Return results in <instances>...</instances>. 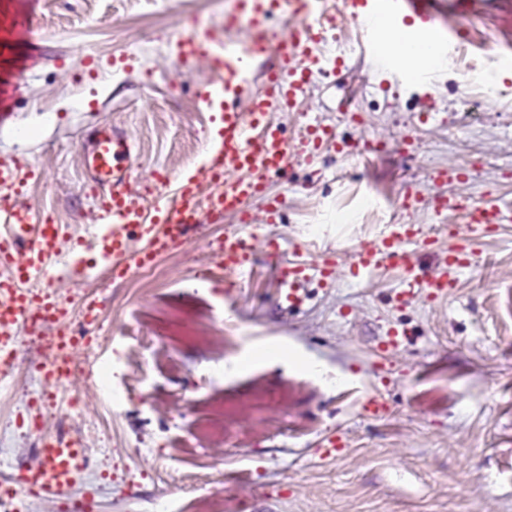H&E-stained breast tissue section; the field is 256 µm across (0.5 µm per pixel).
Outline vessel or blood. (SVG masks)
I'll list each match as a JSON object with an SVG mask.
<instances>
[{"label":"vessel or blood","instance_id":"obj_1","mask_svg":"<svg viewBox=\"0 0 512 512\" xmlns=\"http://www.w3.org/2000/svg\"><path fill=\"white\" fill-rule=\"evenodd\" d=\"M438 7L437 0H343L344 11L362 33L378 68L395 77L402 70L375 26V18L390 20L396 28L407 30L412 39L431 41L436 55L444 59L451 54L453 41L428 26ZM282 11L289 12L294 27L288 34L268 40L267 23ZM243 17L257 33L254 40L223 45L210 35L193 32L176 40L182 54L209 63L211 78L200 91L198 103L221 126L199 167L174 179L165 172L155 173L158 183H175L171 196L150 201L134 192L135 142L125 130L99 125L84 139L82 166L99 217L107 225L93 245L102 259L111 261L113 278H126L154 257L185 245L201 224L219 222L227 215L249 222L244 202L262 191L267 175L294 162L311 161L326 143H335L337 153L347 158L373 150L371 139L347 142L321 126L310 128L301 147L295 148L271 119L273 113L293 109L306 95L310 70L319 64L313 46L328 20L323 0H238V12L228 16V26H235ZM269 54L275 56L277 65L267 71L262 89H255L252 65ZM25 174L17 159L0 157V367L17 358L19 331L45 332L49 338L42 369L46 380L55 385L71 377L76 354L70 309L64 297L55 293L56 282L49 276L58 257L61 227L19 202V185ZM431 207L437 221L451 213L462 218L461 224L449 225L453 244L448 251H440V261L431 274L418 273L415 255L422 249L439 251L436 237L418 224H391L379 239L356 249L353 275L365 278L383 267L395 266L402 270L403 295L419 293L431 301L441 300L454 291L461 273L471 265L472 243L488 236L497 225L512 223V205L490 198L471 201L455 195L437 196ZM134 234L145 238L143 248L131 247ZM255 249L242 230L225 231L219 251L225 272L244 271ZM266 250L268 259L275 262L279 299L290 310L303 302L310 269H317L327 283L339 268L335 255L314 267L300 255L281 260L277 243L267 242ZM38 455V464L0 479L1 501L25 493L47 502L68 500L88 464L81 442L61 435L45 438L39 443Z\"/></svg>","mask_w":512,"mask_h":512}]
</instances>
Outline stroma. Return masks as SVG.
<instances>
[{"instance_id":"1","label":"stroma","mask_w":512,"mask_h":512,"mask_svg":"<svg viewBox=\"0 0 512 512\" xmlns=\"http://www.w3.org/2000/svg\"><path fill=\"white\" fill-rule=\"evenodd\" d=\"M224 0H0V37L19 52V72L0 68L11 117L0 125V156L35 168L20 199L68 228L93 235L95 201L79 153L87 133L112 124L136 139L138 192L153 190L154 171L177 175L199 165L211 133L196 93L210 78L206 63L181 56L175 39L207 32L216 40H250L247 22L224 26ZM468 35L484 39L476 72L512 83V0L470 18ZM328 35L346 48L338 74L315 73L306 98L275 113L288 141L299 143L308 120L338 138L380 139L388 148L348 159L326 147L310 162L267 178L264 196L247 201L259 242L317 262L342 254L335 281L312 274L302 305L287 310L270 264L257 263L236 284L195 283L192 261L173 255L149 290L72 285L60 292L103 300L98 333H111L106 355L125 375L105 424L54 408L41 433L6 430L0 401V458L36 459L41 437H79L94 468L71 492L94 494L98 512H512V223L474 246V266L448 298L401 297L398 269L352 276L354 249L377 239L386 223L422 224L447 241L430 208L439 194L512 202V105L470 108L465 72L436 68L430 84L378 70L358 29L345 17ZM99 60L98 77L85 66ZM413 138L415 152L399 150ZM462 166L466 181L430 180V171ZM424 194L400 208L405 184ZM385 199L367 212L368 189ZM281 199L277 223L268 200ZM406 336L393 355L379 351L387 328ZM288 347L302 362L259 360L255 349ZM390 405L375 419L362 412L372 393ZM341 439L326 455L324 440Z\"/></svg>"}]
</instances>
